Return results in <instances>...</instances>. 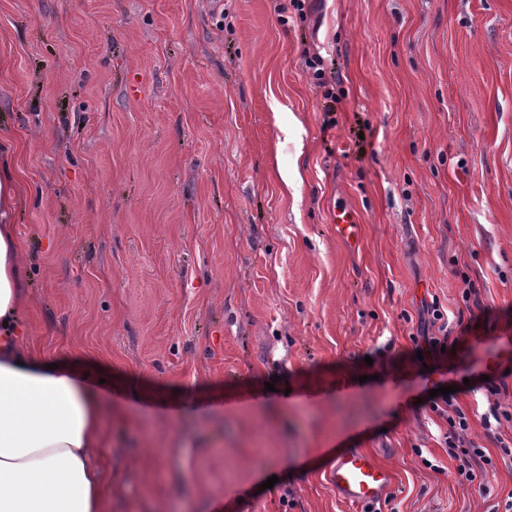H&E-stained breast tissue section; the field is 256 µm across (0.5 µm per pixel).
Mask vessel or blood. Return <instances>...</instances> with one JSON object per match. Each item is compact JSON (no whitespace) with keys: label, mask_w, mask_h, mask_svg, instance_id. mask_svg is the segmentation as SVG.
Returning <instances> with one entry per match:
<instances>
[{"label":"vessel or blood","mask_w":512,"mask_h":512,"mask_svg":"<svg viewBox=\"0 0 512 512\" xmlns=\"http://www.w3.org/2000/svg\"><path fill=\"white\" fill-rule=\"evenodd\" d=\"M331 487L343 500L369 505L379 502L392 485L388 468L369 453L350 449L337 455L330 463Z\"/></svg>","instance_id":"b4317fda"}]
</instances>
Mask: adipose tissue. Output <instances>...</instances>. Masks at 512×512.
<instances>
[{
    "label": "adipose tissue",
    "instance_id": "1",
    "mask_svg": "<svg viewBox=\"0 0 512 512\" xmlns=\"http://www.w3.org/2000/svg\"><path fill=\"white\" fill-rule=\"evenodd\" d=\"M20 186L0 160V512H103L101 405L66 367L47 369L20 319L29 269Z\"/></svg>",
    "mask_w": 512,
    "mask_h": 512
}]
</instances>
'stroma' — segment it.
Masks as SVG:
<instances>
[{"instance_id":"1","label":"stroma","mask_w":512,"mask_h":512,"mask_svg":"<svg viewBox=\"0 0 512 512\" xmlns=\"http://www.w3.org/2000/svg\"><path fill=\"white\" fill-rule=\"evenodd\" d=\"M0 137L22 320L94 384L105 512H504L512 0H0ZM348 448L391 471L377 505L330 487ZM335 218L336 229L340 236L347 240L358 238L360 224L355 220L351 211L344 206H338ZM456 415L448 417V432L445 435V443L448 445V455L459 461L457 474L463 481L473 483L480 473L486 470V466H492L493 460L485 448H476L468 440L469 448H465L466 433L469 422L463 411L455 409Z\"/></svg>"}]
</instances>
